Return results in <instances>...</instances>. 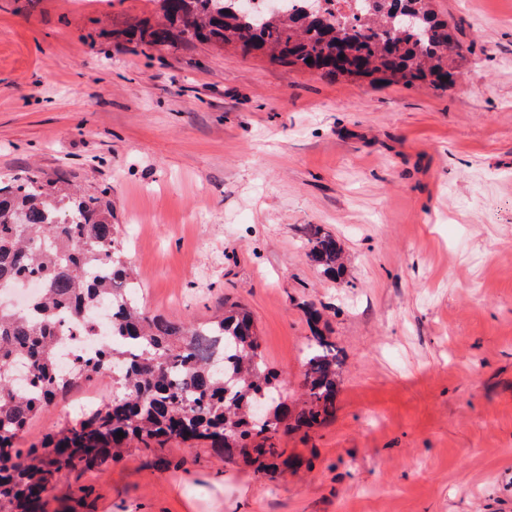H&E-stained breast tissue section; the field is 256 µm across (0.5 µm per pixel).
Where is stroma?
Masks as SVG:
<instances>
[{
  "label": "stroma",
  "instance_id": "1",
  "mask_svg": "<svg viewBox=\"0 0 512 512\" xmlns=\"http://www.w3.org/2000/svg\"><path fill=\"white\" fill-rule=\"evenodd\" d=\"M445 90L330 80L123 30L156 0H0V177L106 194L150 313L253 316L288 399L311 326L344 352L335 415L262 474L132 439L42 512H512V0H438ZM317 225L344 248L332 279ZM307 257L325 275L338 278L343 273V248L338 239L319 226L307 230Z\"/></svg>",
  "mask_w": 512,
  "mask_h": 512
}]
</instances>
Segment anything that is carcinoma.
Returning <instances> with one entry per match:
<instances>
[{
  "instance_id": "1",
  "label": "carcinoma",
  "mask_w": 512,
  "mask_h": 512,
  "mask_svg": "<svg viewBox=\"0 0 512 512\" xmlns=\"http://www.w3.org/2000/svg\"><path fill=\"white\" fill-rule=\"evenodd\" d=\"M157 2L162 20L127 33L141 47L233 45L330 80L440 90L458 69L452 30L435 0H357L348 15L324 0V19L304 9L245 13L238 0ZM400 8L418 15L415 27L400 24ZM112 218V203L102 195L80 194L37 173L0 180V281L35 277L40 284L24 309L0 296V512H36L58 474L76 464L98 472L131 437L207 442L226 457L256 462L279 455L273 442L279 432L313 428L336 412L342 356L331 337L318 329L310 337L304 400L288 405L244 308L232 304L192 326L138 304L124 231ZM307 247L316 268L342 275L335 236L312 226ZM102 306L111 308L109 337L80 367L64 370L66 341L97 339L93 314ZM101 376L115 386L112 402L83 410L38 448H18L28 424L76 381Z\"/></svg>"
}]
</instances>
